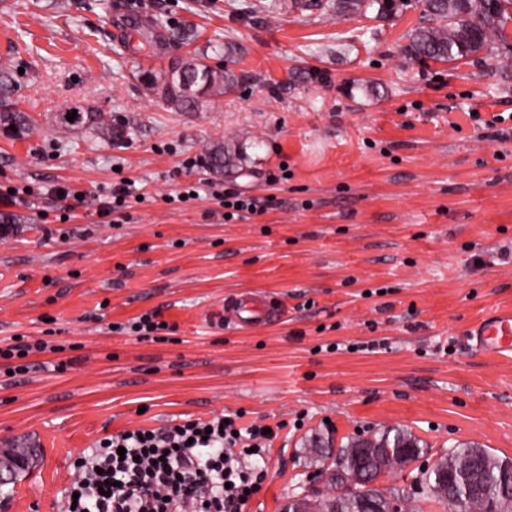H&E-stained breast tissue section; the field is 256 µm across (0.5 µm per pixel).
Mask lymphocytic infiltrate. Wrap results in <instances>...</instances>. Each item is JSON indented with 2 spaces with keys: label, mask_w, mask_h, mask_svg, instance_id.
Returning <instances> with one entry per match:
<instances>
[{
  "label": "lymphocytic infiltrate",
  "mask_w": 512,
  "mask_h": 512,
  "mask_svg": "<svg viewBox=\"0 0 512 512\" xmlns=\"http://www.w3.org/2000/svg\"><path fill=\"white\" fill-rule=\"evenodd\" d=\"M210 198L228 220L276 204L272 195L245 196L221 187L212 188ZM236 429L217 416L101 438L80 463L62 512H238L260 489L267 469L244 466L235 449L245 440L261 452L271 437L259 425L241 436Z\"/></svg>",
  "instance_id": "lymphocytic-infiltrate-1"
}]
</instances>
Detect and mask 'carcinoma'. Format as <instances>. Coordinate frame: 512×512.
I'll list each match as a JSON object with an SVG mask.
<instances>
[{
	"label": "carcinoma",
	"mask_w": 512,
	"mask_h": 512,
	"mask_svg": "<svg viewBox=\"0 0 512 512\" xmlns=\"http://www.w3.org/2000/svg\"><path fill=\"white\" fill-rule=\"evenodd\" d=\"M422 13L430 24L418 26L409 34L408 51L415 58L438 62H451L477 55L492 53L494 45L506 42V27L512 21V0H418ZM393 0H336L331 7L340 15H365L371 9L383 15ZM235 76L230 71H217L193 57L175 67L171 73L150 78V89L165 101L180 107H190L196 99L208 91L228 94L234 90ZM71 113L58 116L62 129H73L92 120L99 129L112 135V121L101 117H91L77 113L75 120L68 121ZM16 127L13 136L24 137L33 132L35 125L30 115L17 109L0 94V128L10 131ZM364 442L382 449L376 458L363 459L358 454L360 441H350L336 450V466L350 473L360 469L362 474L376 477L394 470L402 471L422 457L426 449L407 429L396 426L374 434ZM480 448L462 443L441 458L448 470L437 466L421 469L413 477L410 490L389 487L387 491L401 498V510L408 512L410 495L423 499H436L456 512H512V474L503 476L500 470L492 467L480 474L481 489L467 497L454 500L448 497V490L455 487L454 476L477 471ZM358 492L351 495L330 496L326 501L335 502V512H360L358 500L362 496L381 493L377 487L357 486Z\"/></svg>",
	"instance_id": "cac0c4a2"
}]
</instances>
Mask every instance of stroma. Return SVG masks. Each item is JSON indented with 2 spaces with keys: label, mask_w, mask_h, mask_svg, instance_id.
<instances>
[{
  "label": "stroma",
  "mask_w": 512,
  "mask_h": 512,
  "mask_svg": "<svg viewBox=\"0 0 512 512\" xmlns=\"http://www.w3.org/2000/svg\"><path fill=\"white\" fill-rule=\"evenodd\" d=\"M0 0V73L36 125L0 130V347L47 342L32 368L0 357V441L39 459L0 488V512H58L75 461L127 430L237 415L275 427L268 476L241 512H281L334 443L404 426L426 467L462 442L512 458V359L469 331L512 308V48L456 62L405 52L415 0L337 16L294 0ZM163 47L142 48L148 16ZM201 52L232 93L174 107L145 79ZM112 120L60 129V113ZM278 204L231 221L180 185L211 178ZM196 160L185 169L186 160ZM120 223L99 198L122 180ZM80 191L63 214L54 186ZM265 295L279 317L219 325L226 298ZM169 324L139 339L126 323ZM139 191L135 187V182L130 180H124L120 185L112 188L111 195L109 201L105 202L99 210L100 215L108 216L116 212L117 209H121L124 207V204L128 201V198L133 197L135 202H140L143 200H137V196H142L140 193H136ZM114 204H116L114 206Z\"/></svg>",
  "instance_id": "35a3bbf8"
}]
</instances>
